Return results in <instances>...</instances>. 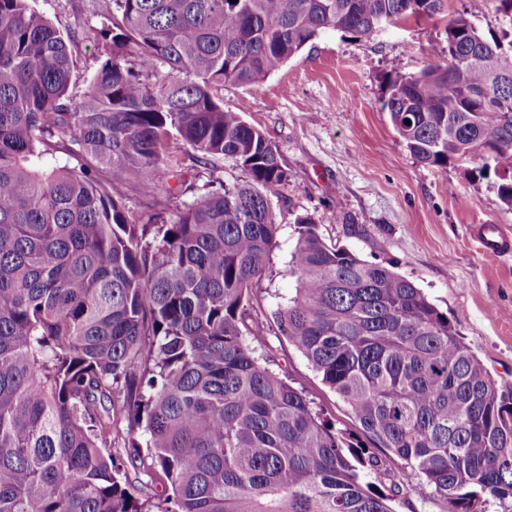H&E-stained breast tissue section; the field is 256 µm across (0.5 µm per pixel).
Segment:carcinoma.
<instances>
[{"mask_svg": "<svg viewBox=\"0 0 512 512\" xmlns=\"http://www.w3.org/2000/svg\"><path fill=\"white\" fill-rule=\"evenodd\" d=\"M441 0H108L79 106L72 32L0 0V512H391L399 458L445 512H512V386L407 277L297 219L278 330L348 407L341 430L263 365L253 288L278 247L277 146L214 91L261 84L327 31L369 40ZM383 109L429 166L482 162L512 208V54L459 16ZM63 143L95 169L49 164ZM209 181L161 223L123 200ZM124 449L116 455L113 449ZM193 151L188 147L179 145L175 150V154L181 159L182 165L186 168L183 180L185 183L177 190H174L169 199L165 202V208L162 217L169 219L174 215L179 208H183L185 203H188L193 196L196 188L202 186L210 180H220L224 183H233L245 176L244 172L232 160L224 159L216 162V169H203L196 166L193 160ZM148 200L140 194L136 187H129L124 199L125 209L133 219H142L140 224H145L148 218Z\"/></svg>", "mask_w": 512, "mask_h": 512, "instance_id": "cac0c4a2", "label": "carcinoma"}]
</instances>
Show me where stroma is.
<instances>
[{
  "label": "stroma",
  "mask_w": 512,
  "mask_h": 512,
  "mask_svg": "<svg viewBox=\"0 0 512 512\" xmlns=\"http://www.w3.org/2000/svg\"><path fill=\"white\" fill-rule=\"evenodd\" d=\"M56 26L74 31L70 95L84 98L104 54L93 32L101 27L103 0H30ZM464 15L484 36H501L493 0H442L439 14L385 26L370 40L329 31L307 44L257 86L224 85L226 110L242 113L277 146L288 183L271 195L281 224V248L272 279L251 295L255 308L275 311L274 294L295 286L286 266L293 225L312 217L320 235L361 258L406 276L458 330L491 375L512 385V252L487 255L476 238L483 224L512 234V209L497 194L494 170L471 163L433 167L417 162L382 107L387 81L418 74L433 48L447 44L446 25ZM184 183L166 202L164 216L188 203L210 180L232 183L243 172L232 160L215 169L196 165L192 151L177 147ZM257 356L287 374L340 428L352 427L342 400L284 336L270 332L255 342Z\"/></svg>",
  "instance_id": "35a3bbf8"
}]
</instances>
